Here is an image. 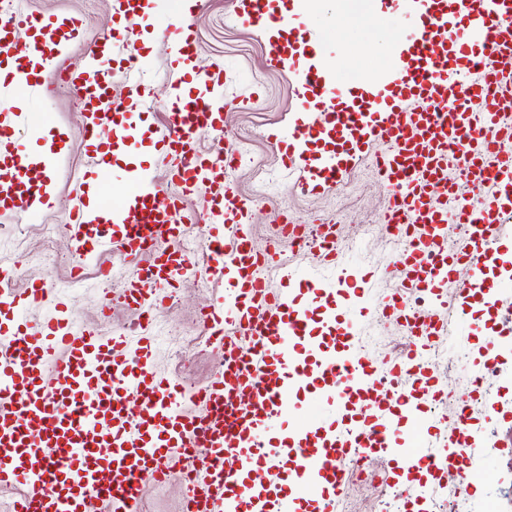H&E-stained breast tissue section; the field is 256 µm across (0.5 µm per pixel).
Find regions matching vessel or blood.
Returning <instances> with one entry per match:
<instances>
[{"mask_svg":"<svg viewBox=\"0 0 512 512\" xmlns=\"http://www.w3.org/2000/svg\"><path fill=\"white\" fill-rule=\"evenodd\" d=\"M148 2L112 0V13L133 23ZM414 4L392 59L350 81L322 58L318 40L297 29L294 0H233L236 20L268 35L270 63L297 85L285 138L287 167L302 190L341 183L377 141L388 142L378 170L391 190L382 221L405 245L392 272L397 285L380 311L406 328L411 348L382 374L354 354L356 325L344 309L365 301L370 277L346 263L334 221L309 231L281 214L267 248L255 250L249 205L229 177L239 158L224 142V81L218 72L198 74L196 92L173 89L154 131L173 160L168 181L132 169L116 196L109 168H101L95 205L77 201L67 222L75 269L94 260L97 246L132 259L123 288L141 314L139 338H105L79 326L53 283H33L21 295L0 289V485L20 488L15 512H87L93 498L108 512H139L141 481H167L173 454L196 470L183 512L330 506L366 460L401 450L437 478L456 470L463 488L482 481L483 459L465 450L470 417L457 413L443 442L414 435L400 419L413 399L395 384L405 375L421 395L439 393L421 354L433 337L447 335L448 319L414 309L413 295L451 288L460 310L472 293L507 288L485 271L499 259L504 205L512 203V115L502 110L512 100V0ZM189 24L179 15L167 28L174 54L188 55ZM22 31L32 34L27 54L49 64L80 38L81 23L40 25L25 10L0 15V55L16 51ZM145 64L134 45L114 42L107 30L86 45L79 70L57 71V85L78 98L85 140L107 134L113 152L123 153L139 138L131 115L146 94L132 72ZM30 122L21 112L0 114V212L21 220L54 199L46 173L56 159L25 142ZM205 138L211 149L202 148ZM198 191L209 193V220L220 227L204 244L203 265L181 245L190 221L183 198ZM452 223L462 239L453 252ZM301 233L320 267L337 272L335 284L293 272L286 288L266 280L264 269ZM202 270L227 288L199 318L222 361L207 385L189 392L157 376L148 316ZM297 281L312 302L297 301ZM28 306L53 315L28 323L20 317ZM190 401L201 413L187 409ZM195 448L204 456L190 458Z\"/></svg>","mask_w":512,"mask_h":512,"instance_id":"b4317fda","label":"vessel or blood"}]
</instances>
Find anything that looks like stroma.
Wrapping results in <instances>:
<instances>
[{
  "mask_svg": "<svg viewBox=\"0 0 512 512\" xmlns=\"http://www.w3.org/2000/svg\"><path fill=\"white\" fill-rule=\"evenodd\" d=\"M25 9L39 16H72L82 20L85 39H93L112 28L111 0H24ZM297 25L319 31L324 54L350 70H374L381 58L390 56L392 45L404 31L407 21L397 12H381L377 0H369L363 13L336 17V0H299ZM166 8L157 9L143 23L132 24L139 33L136 42L148 65L140 81L148 91L145 106L135 115L144 122L148 134L132 149L135 160L163 180L167 177L161 162L162 145L155 141L152 128L160 123L168 108L171 84L188 83L192 74H180L171 49L159 37L162 27L171 23ZM194 37L197 52L193 72L221 70L226 93L233 100L227 111L226 133L235 142H248L249 150L233 174L239 193L247 196L251 207L250 233L256 248H265L273 234L281 210H288L306 226L334 217L338 243L349 256L366 268L383 269L392 264L394 252L379 217L388 205L387 188L378 180L376 154L385 152V143H376L345 177L340 185H328L312 193L297 187L286 168L282 131L293 117L297 92L289 79L271 66L264 36L234 19L229 0H209L195 17ZM0 112H29L44 115L48 125L30 124L25 131L39 149H52L59 161L51 177L56 206L21 222L0 216V273L11 279L15 292H23L31 281L47 279L66 285L73 263L64 223L75 189L80 182L91 181L95 158L81 137V112L75 96L58 87L39 98L21 91L0 93ZM274 171L276 188L267 195L252 191L256 169ZM86 284L71 292V313L78 323L96 328L100 335L111 336L128 331L139 313L124 302L118 282L103 283L95 265L84 270ZM112 292V312L102 318L100 297ZM224 285L200 276L180 282L174 296L154 316L156 349L154 366L161 376H176L189 388L210 382L221 363V353L209 344L199 323L200 311L218 301ZM465 311L473 330L463 342L439 337L437 347L445 358L433 365L439 381L441 403L434 417L411 418L412 426L440 438L449 433L459 406L476 405V418L468 440L471 448L488 463L479 485L467 494L468 512H485L489 500H497L499 512H512V296L471 298ZM499 336L495 370L491 385L473 390L470 375L483 372L485 344ZM409 339L395 322L371 316L365 319L359 335L360 350L378 371L388 366L404 350ZM172 476L163 484L144 480L141 512H182L183 483L181 465L171 460ZM406 461L386 456L365 463L366 476L354 480L342 494L333 512H449L457 495L456 482L447 479L422 497L425 477L406 473Z\"/></svg>",
  "mask_w": 512,
  "mask_h": 512,
  "instance_id": "1",
  "label": "stroma"
}]
</instances>
